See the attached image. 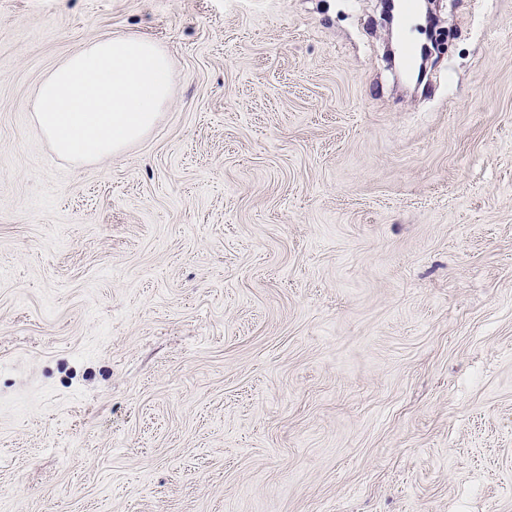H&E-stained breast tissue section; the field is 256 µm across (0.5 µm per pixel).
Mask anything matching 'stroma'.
<instances>
[{
    "mask_svg": "<svg viewBox=\"0 0 512 512\" xmlns=\"http://www.w3.org/2000/svg\"><path fill=\"white\" fill-rule=\"evenodd\" d=\"M0 0V512H512V0ZM172 96L94 165L86 42Z\"/></svg>",
    "mask_w": 512,
    "mask_h": 512,
    "instance_id": "1",
    "label": "stroma"
}]
</instances>
